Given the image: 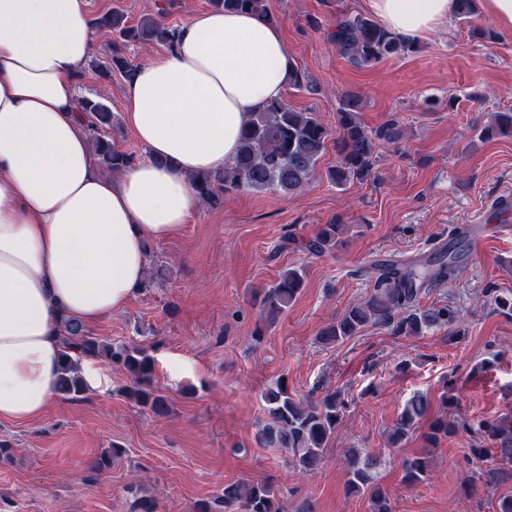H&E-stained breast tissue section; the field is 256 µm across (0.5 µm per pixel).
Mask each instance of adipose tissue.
<instances>
[{"instance_id": "adipose-tissue-1", "label": "adipose tissue", "mask_w": 512, "mask_h": 512, "mask_svg": "<svg viewBox=\"0 0 512 512\" xmlns=\"http://www.w3.org/2000/svg\"><path fill=\"white\" fill-rule=\"evenodd\" d=\"M367 6L415 39L443 26L456 0ZM95 50L89 0H0V423L43 416L64 321L127 306L145 242L179 235L197 204L192 175L232 162L247 112L283 97L291 67L278 27L194 13L126 82L125 120L147 154L112 175L78 104Z\"/></svg>"}]
</instances>
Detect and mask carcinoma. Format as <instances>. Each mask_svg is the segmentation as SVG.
Masks as SVG:
<instances>
[{"instance_id":"obj_1","label":"carcinoma","mask_w":512,"mask_h":512,"mask_svg":"<svg viewBox=\"0 0 512 512\" xmlns=\"http://www.w3.org/2000/svg\"><path fill=\"white\" fill-rule=\"evenodd\" d=\"M213 2L218 9L248 11L271 24L280 23V18L270 9L269 0ZM476 12V0H457L455 16L460 22H470ZM96 26L115 36L108 57L95 63V69L103 79L112 78L115 72L127 80L132 78L135 67L128 62L123 49L146 42L169 45L178 31V27L153 17L131 25L121 9L105 13L97 19ZM330 41L340 56L357 67L418 50L414 42L362 14H345L338 18ZM362 108L359 94H341L334 130L325 126L317 113L297 111L284 98L248 112L233 161L222 171L193 176L198 201L216 208L223 204L224 195L230 192L294 193L315 178L317 162L330 143L336 147L338 155L336 167L329 172L336 185L343 187L370 176L378 143L398 141L402 129L395 119L375 130L367 129L360 116ZM82 109L88 117L91 145L102 168L118 173L136 160L134 154L116 145L111 135L112 109L106 102L87 98ZM488 117L490 120L475 124L479 137H512L511 110L490 112ZM342 230L341 224L321 225L309 242L308 251L320 255L335 249ZM458 262V252L450 248L448 254L441 255L434 264L412 263L381 268L370 294L326 325L320 332L322 341L327 344L342 342L374 325L387 327L398 336L419 337L435 329H445L454 336L465 335L459 329L465 318L462 309L450 303L426 305L421 301L432 285L455 277ZM304 279L305 272L299 268L289 267L280 272L261 299L264 322H273L288 308L301 293ZM484 297V303L493 310L512 315V294L489 288ZM99 357L106 358L134 380L136 387L130 396L137 405L156 418L171 415L168 397L153 386V357L137 347L115 349L104 345L90 334L85 324L75 319L63 323L60 376L55 393L75 400L87 392L80 361ZM262 400L267 423L256 434L258 445L283 449L288 452L289 463L300 474H316L325 462L330 441L340 432L347 401L334 391L317 398L298 396L289 390L284 378L267 388ZM441 405L443 414L430 422L427 440L435 445L443 437L462 429L468 431L471 445L467 460L492 463L491 467L476 471L478 478L493 487L504 477L512 476V414L468 423L449 412L455 407L454 397L443 394ZM429 408L430 400L423 392L408 398L389 435V447H399L411 429L429 413ZM120 454L121 450L116 447L105 451L93 460L89 469L95 473L105 471ZM383 462L382 453L367 448L353 446L343 452L346 489L366 497L371 512H394L392 497L377 478V470ZM401 467L407 484L423 483L429 478L431 456L422 452L405 457ZM193 512H284V508L270 484L234 481L224 484L222 496L196 502Z\"/></svg>"}]
</instances>
